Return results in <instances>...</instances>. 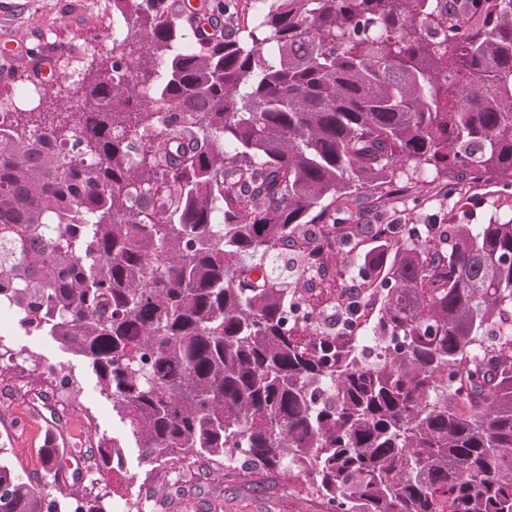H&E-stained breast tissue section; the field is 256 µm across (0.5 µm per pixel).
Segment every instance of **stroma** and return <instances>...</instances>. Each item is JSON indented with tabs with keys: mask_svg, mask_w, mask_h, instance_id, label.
I'll use <instances>...</instances> for the list:
<instances>
[{
	"mask_svg": "<svg viewBox=\"0 0 512 512\" xmlns=\"http://www.w3.org/2000/svg\"><path fill=\"white\" fill-rule=\"evenodd\" d=\"M73 0H0V48L26 49L9 60L0 78V97L18 95L30 74L28 59L50 45L75 46L81 78L91 82L111 75L105 49L112 10L107 0H85L83 13ZM452 224H486L512 219V187L496 180L458 186L452 175L428 182L400 180L383 192H361L353 224H432L439 216ZM0 343L14 352L0 372V448L11 449L17 471L43 485L42 456L48 447L74 452L116 440L124 448L121 471L105 476L112 503H130L142 512H325L320 499L307 494L295 470H247L237 463L213 468L197 457L175 464L144 463L126 426L101 394L86 359L63 347L48 330L24 332L18 324L0 328ZM76 381L68 394L58 383Z\"/></svg>",
	"mask_w": 512,
	"mask_h": 512,
	"instance_id": "35a3bbf8",
	"label": "stroma"
}]
</instances>
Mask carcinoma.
<instances>
[{
    "label": "carcinoma",
    "mask_w": 512,
    "mask_h": 512,
    "mask_svg": "<svg viewBox=\"0 0 512 512\" xmlns=\"http://www.w3.org/2000/svg\"><path fill=\"white\" fill-rule=\"evenodd\" d=\"M126 2L112 79L0 130V306L88 361L151 464L294 467L328 512H512V220L332 219L408 165L512 185V0H220L208 31ZM376 234L368 349L304 290ZM48 474L62 498L0 448V512H109Z\"/></svg>",
    "instance_id": "obj_1"
}]
</instances>
